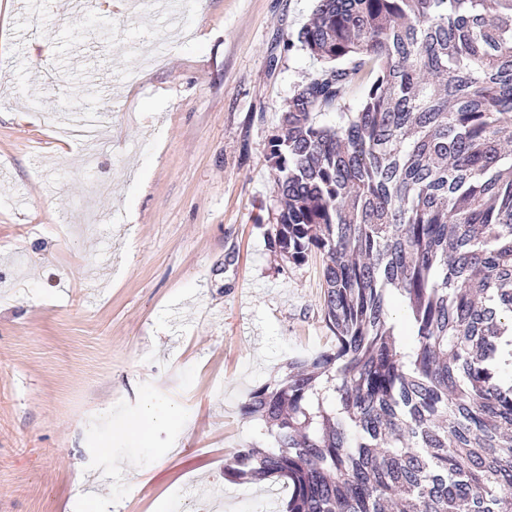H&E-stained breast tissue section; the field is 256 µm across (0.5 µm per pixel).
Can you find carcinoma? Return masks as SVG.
<instances>
[{
	"label": "carcinoma",
	"instance_id": "1",
	"mask_svg": "<svg viewBox=\"0 0 512 512\" xmlns=\"http://www.w3.org/2000/svg\"><path fill=\"white\" fill-rule=\"evenodd\" d=\"M296 42L320 69L268 141L267 240L326 255L336 345L250 393L274 446L224 476L286 480L284 512H512V0H316ZM354 86L343 125L316 121Z\"/></svg>",
	"mask_w": 512,
	"mask_h": 512
}]
</instances>
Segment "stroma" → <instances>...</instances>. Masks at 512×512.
<instances>
[{
    "label": "stroma",
    "mask_w": 512,
    "mask_h": 512,
    "mask_svg": "<svg viewBox=\"0 0 512 512\" xmlns=\"http://www.w3.org/2000/svg\"><path fill=\"white\" fill-rule=\"evenodd\" d=\"M0 0V512H262L224 476L272 447L242 405L330 349L323 256L267 242L268 140L318 63L314 0H194L178 26L101 0ZM100 113L98 164L60 135ZM174 420L145 413L148 402Z\"/></svg>",
    "instance_id": "1"
}]
</instances>
